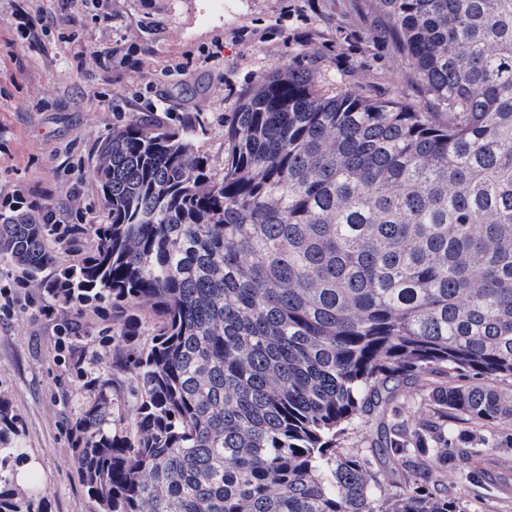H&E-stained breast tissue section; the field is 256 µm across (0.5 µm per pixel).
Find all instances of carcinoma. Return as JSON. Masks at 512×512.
Masks as SVG:
<instances>
[{
  "label": "carcinoma",
  "instance_id": "1",
  "mask_svg": "<svg viewBox=\"0 0 512 512\" xmlns=\"http://www.w3.org/2000/svg\"><path fill=\"white\" fill-rule=\"evenodd\" d=\"M371 7L434 108L288 67L239 103L222 174L203 113L134 115L95 145L106 223L0 211V270L85 379L65 431L96 512H461V446L501 447L512 391L448 378L512 382V0ZM92 333L137 374L132 418L84 370ZM364 416L373 454L339 447ZM22 435L1 396L0 512H44Z\"/></svg>",
  "mask_w": 512,
  "mask_h": 512
}]
</instances>
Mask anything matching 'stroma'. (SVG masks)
Segmentation results:
<instances>
[{"mask_svg": "<svg viewBox=\"0 0 512 512\" xmlns=\"http://www.w3.org/2000/svg\"><path fill=\"white\" fill-rule=\"evenodd\" d=\"M43 29L23 37L21 11ZM94 48L107 69L79 64ZM289 65L323 88L337 77L373 98L426 106L430 97L365 0H0V200L20 193L59 211L70 224L105 214L90 172L94 148L113 125L155 112H202L197 142L213 171L227 156L224 130L241 97ZM36 289L15 288L0 311V395L24 424L28 456L48 512H95L63 431L79 413L83 381L58 366L55 326ZM88 374L113 379L126 416L139 400L135 372L113 373L112 346L82 340ZM481 478L449 479L462 512H512V448L471 460Z\"/></svg>", "mask_w": 512, "mask_h": 512, "instance_id": "obj_1", "label": "stroma"}]
</instances>
